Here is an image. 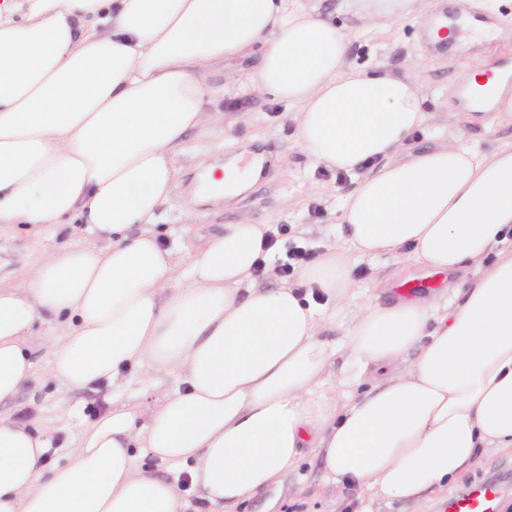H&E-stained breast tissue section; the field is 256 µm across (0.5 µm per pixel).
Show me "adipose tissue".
<instances>
[{
  "label": "adipose tissue",
  "mask_w": 512,
  "mask_h": 512,
  "mask_svg": "<svg viewBox=\"0 0 512 512\" xmlns=\"http://www.w3.org/2000/svg\"><path fill=\"white\" fill-rule=\"evenodd\" d=\"M348 46L300 0H0V229L47 243L0 286V401L35 377L25 340L48 316L46 377L114 387L48 470L50 438L0 417V512H236L307 452L337 488L419 502L480 450H512V143L398 159L427 120L423 91L347 65ZM255 51L252 71L206 82ZM248 85L293 112L303 154L357 177L337 240L298 273L303 293L252 287L267 225L180 250L155 231L187 134ZM65 225L79 240H58ZM358 256L444 278L438 294L374 292L341 345L363 390L340 407L338 345L321 331L356 289ZM147 360L177 379L149 411L120 392Z\"/></svg>",
  "instance_id": "obj_1"
}]
</instances>
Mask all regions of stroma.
I'll return each instance as SVG.
<instances>
[{"label": "stroma", "mask_w": 512, "mask_h": 512, "mask_svg": "<svg viewBox=\"0 0 512 512\" xmlns=\"http://www.w3.org/2000/svg\"><path fill=\"white\" fill-rule=\"evenodd\" d=\"M476 2L501 21L495 42L465 41L450 55L437 56L425 47L421 26L431 14L442 10L444 0H422L416 12L395 22L381 17L365 23L339 10L340 0H301L302 6L329 17L349 34L347 64L361 68L381 65L422 87L427 121L412 135L405 152L418 153L463 142L485 155L512 142V122L496 123L487 116L459 120V113L468 111L469 106L459 97L457 85L469 78L470 63L490 60L494 49L512 53V0ZM223 110L228 119L223 130L197 131L188 136V154L181 160V183L156 226L166 246L194 244L198 235L246 219L254 224L289 225L288 235L280 239L281 248L305 243L324 250L334 240L339 208L353 186L354 176L337 174L303 155L294 142V124L284 106L264 91L247 86L240 96L225 101ZM237 157L261 160L252 185L230 199H196L202 171ZM43 250V244L23 228L1 232L0 282L8 284L21 279L39 261ZM394 271V265L383 258L354 259L352 276L358 291L337 308L335 321L323 331L324 338L341 339L367 303L369 287L376 282L392 281ZM111 403L109 383L65 391L40 373L13 398L0 402V416L51 436L59 445L51 461L61 464L66 460L74 431L90 422L91 408ZM485 480L497 485L500 501L512 503V454L494 452L479 456L477 464L459 476L447 494L429 495L418 508L396 501L386 512H447L449 498L466 495ZM279 509L376 512L377 505L368 494L325 484L320 462L307 456L298 471L286 478Z\"/></svg>", "instance_id": "obj_1"}]
</instances>
